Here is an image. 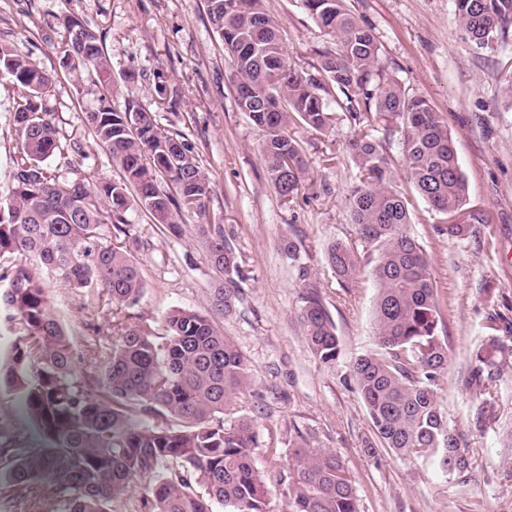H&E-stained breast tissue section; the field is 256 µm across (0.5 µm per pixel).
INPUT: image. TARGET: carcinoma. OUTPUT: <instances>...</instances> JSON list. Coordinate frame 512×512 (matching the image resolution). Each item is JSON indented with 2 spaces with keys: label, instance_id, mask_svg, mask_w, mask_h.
Instances as JSON below:
<instances>
[{
  "label": "carcinoma",
  "instance_id": "1",
  "mask_svg": "<svg viewBox=\"0 0 512 512\" xmlns=\"http://www.w3.org/2000/svg\"><path fill=\"white\" fill-rule=\"evenodd\" d=\"M208 21L236 71L235 102L264 132L262 157L279 195H297L303 155L290 135L295 123L322 130L335 110L361 124L371 118L399 135L414 193L434 211L461 212L467 182L442 113L412 95L380 66V46L344 0H301L317 25L336 39L319 53L315 72L291 67L277 25L263 0H204ZM467 38L491 50L512 26V0H454ZM61 19L77 70L107 76L112 64L101 35L84 20ZM27 93L14 113L21 153L11 185L0 196V255L16 254L0 304L22 333L12 346L11 368L0 378L22 390L29 414L48 447L0 442V480L26 512H112V502L130 483L149 480V512H272L271 487L282 489L283 512H358L350 479L336 454L313 448L298 436L288 465L268 448L269 466L255 461L259 434L247 417L230 423L224 414L250 392L251 368L218 319L242 301L240 265L222 224H197L196 234L216 274L206 313L175 307L165 317L166 335L127 316L112 325V349L89 362L53 312L43 273H54L80 293L117 305H134L145 280L130 254L128 213L141 210L157 228L176 227V215H202L212 191L193 146L180 132L161 130L154 115L134 100L122 111L108 97L86 113V123L120 168L118 181L93 184L51 174L45 162L61 151L62 128L42 100L55 78L29 57L0 44V78ZM362 173L348 204L362 247L375 253L373 321L377 350L350 365L376 435L384 448L430 464L443 476L464 477L470 469L464 436L448 424L438 399L448 368V345L431 262L409 231L412 203L390 174L388 157L373 139L350 143ZM434 231L464 237L466 224H439ZM282 248L302 287L300 320L318 361L334 365L340 356L336 326L319 294L308 284L299 247ZM326 260L338 284L350 288L363 271L358 249L333 242ZM501 316L489 317L491 334L469 352V386L490 395L512 346L500 333ZM171 418L150 426L146 417ZM54 488L56 507L45 508L43 489ZM201 487L200 495L195 487Z\"/></svg>",
  "mask_w": 512,
  "mask_h": 512
}]
</instances>
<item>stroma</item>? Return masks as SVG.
<instances>
[{
  "instance_id": "stroma-1",
  "label": "stroma",
  "mask_w": 512,
  "mask_h": 512,
  "mask_svg": "<svg viewBox=\"0 0 512 512\" xmlns=\"http://www.w3.org/2000/svg\"><path fill=\"white\" fill-rule=\"evenodd\" d=\"M346 6L377 39L387 76L444 114L467 180L463 211L486 218L470 225L465 238L451 240L434 233L443 217L417 198L409 226L430 259L438 291L449 354L439 402L468 441L465 483L381 446L349 380L351 361L376 348L375 284L365 271L353 288H341L325 257L331 242L360 243L347 205L359 177L350 143L363 136L380 142L404 189L398 138L372 122L357 127L338 119L324 130L292 126L305 170L297 196L283 200L261 156L264 133L235 104L234 70L207 21L204 0H0V43L55 76L43 106L78 150L48 159L50 171L96 184L119 180V168L85 123L105 93L114 109L137 101L159 128L180 131L194 144L212 180L207 219L223 225L242 275L244 298L236 314L220 321L253 370L254 395L240 412L270 429L281 457L299 435L335 452L360 512H512V363L499 377L495 403L475 395L467 382L468 354L486 336L489 316L512 322V93L501 78L512 67V32L494 51H480L460 27L454 0H346ZM264 7L293 67L311 70L320 52L333 48L334 38L300 0H264ZM66 14L103 35L110 89L96 76L61 67L66 37L59 19ZM159 70L167 76L163 96L153 83ZM21 99L20 90L0 78V194L19 155L13 117ZM129 219L143 240L131 255L146 281L132 316L159 326L172 308L204 309L214 271L193 235L197 215L178 217L179 236L157 229L142 211H131ZM288 238L298 244L309 283L335 323L341 355L334 367L320 364L307 346L300 281L280 249ZM47 294L76 350L93 337L111 348V306H84L80 294L53 278ZM0 431L32 448L44 444L18 388L0 385Z\"/></svg>"
}]
</instances>
